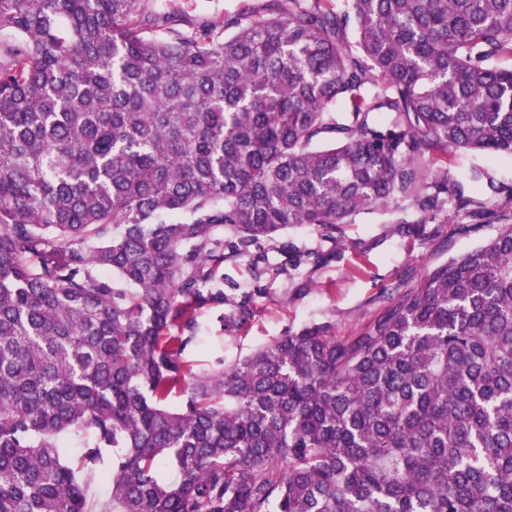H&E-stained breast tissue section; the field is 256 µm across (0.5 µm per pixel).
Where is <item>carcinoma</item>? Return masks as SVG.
I'll return each instance as SVG.
<instances>
[{
	"label": "carcinoma",
	"mask_w": 512,
	"mask_h": 512,
	"mask_svg": "<svg viewBox=\"0 0 512 512\" xmlns=\"http://www.w3.org/2000/svg\"><path fill=\"white\" fill-rule=\"evenodd\" d=\"M0 55V512L104 464L112 512H512V224L353 336L186 358L258 310L224 263H321L294 226L483 222L441 161L512 156V0H0ZM167 11L191 19L222 20L262 11L271 0H150Z\"/></svg>",
	"instance_id": "1"
}]
</instances>
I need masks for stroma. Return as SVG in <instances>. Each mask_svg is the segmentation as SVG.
Returning <instances> with one entry per match:
<instances>
[{
  "instance_id": "obj_1",
  "label": "stroma",
  "mask_w": 512,
  "mask_h": 512,
  "mask_svg": "<svg viewBox=\"0 0 512 512\" xmlns=\"http://www.w3.org/2000/svg\"><path fill=\"white\" fill-rule=\"evenodd\" d=\"M271 0H157L167 11L191 19L223 20L260 11ZM448 168L459 180L471 170L483 174L470 189L475 201L495 210L486 224L459 223L456 216L437 218L409 234L395 232L391 217L381 211L360 215L343 225L335 240L324 241L308 226L288 229L286 237L303 248L320 250L319 265L294 268L287 257L269 253L276 275L254 278L241 264L224 269V290L240 295L262 288L266 297L259 312L243 330L225 326L224 310L204 308L198 313L202 338L187 357L208 370L218 360H232L288 332L312 323L329 322L337 335L350 336L379 315L384 308L382 291L413 287L427 267L462 254L493 237L499 225L512 224V156L489 157L479 153H452Z\"/></svg>"
}]
</instances>
